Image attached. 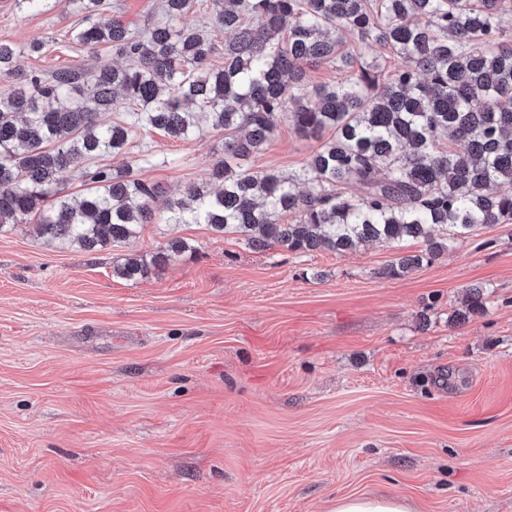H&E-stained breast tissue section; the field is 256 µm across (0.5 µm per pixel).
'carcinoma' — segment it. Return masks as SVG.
<instances>
[{
	"label": "carcinoma",
	"instance_id": "obj_1",
	"mask_svg": "<svg viewBox=\"0 0 512 512\" xmlns=\"http://www.w3.org/2000/svg\"><path fill=\"white\" fill-rule=\"evenodd\" d=\"M61 0H15L46 13ZM91 23L73 39L112 47L122 64L24 74L0 43V235L20 226L60 247L97 252L146 224H205L253 250L344 253L366 242L403 248L383 270L400 278L480 226L512 222V0H215L216 44L178 26L195 0H162L165 19L131 31L106 0H67ZM402 59L379 83L378 60L361 62L335 31ZM332 64L345 77L309 87L307 71ZM130 121H110L118 96ZM284 119L322 140L298 169L253 171ZM224 133L209 180L181 197L136 177L133 164L98 163L126 151L129 128L193 140L201 123ZM330 136H325V133ZM448 144H443V139ZM70 172L85 192L59 188ZM442 232H437V229ZM192 251L179 236L150 259L129 258L113 275L138 281ZM483 309L470 290L466 313Z\"/></svg>",
	"mask_w": 512,
	"mask_h": 512
}]
</instances>
